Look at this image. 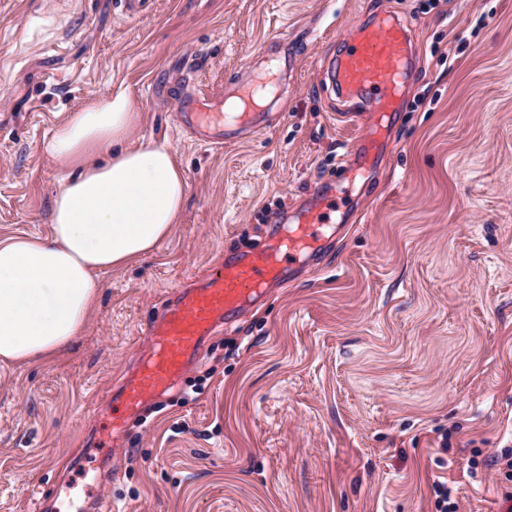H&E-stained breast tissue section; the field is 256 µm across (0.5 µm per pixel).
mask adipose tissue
Instances as JSON below:
<instances>
[{"instance_id": "ef3b65f1", "label": "adipose tissue", "mask_w": 512, "mask_h": 512, "mask_svg": "<svg viewBox=\"0 0 512 512\" xmlns=\"http://www.w3.org/2000/svg\"><path fill=\"white\" fill-rule=\"evenodd\" d=\"M138 119L120 89L55 130L47 151L71 174L53 197L51 233L0 240V362L67 350L98 304L103 274L154 251L177 223L184 173L167 143L125 147Z\"/></svg>"}]
</instances>
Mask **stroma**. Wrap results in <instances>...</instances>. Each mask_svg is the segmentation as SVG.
Masks as SVG:
<instances>
[{
	"label": "stroma",
	"instance_id": "35a3bbf8",
	"mask_svg": "<svg viewBox=\"0 0 512 512\" xmlns=\"http://www.w3.org/2000/svg\"><path fill=\"white\" fill-rule=\"evenodd\" d=\"M412 30L415 77L377 172L318 266L209 338L130 420L103 471L94 420L163 302L246 248L358 133L329 58L359 20ZM288 38L281 122L239 143L177 119ZM123 88L125 145L164 141L187 204L149 256L103 276L70 351L0 365V512H512V0H0V239L51 231L67 114Z\"/></svg>",
	"mask_w": 512,
	"mask_h": 512
}]
</instances>
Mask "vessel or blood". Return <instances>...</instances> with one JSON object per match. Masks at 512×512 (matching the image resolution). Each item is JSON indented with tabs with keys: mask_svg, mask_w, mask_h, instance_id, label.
I'll use <instances>...</instances> for the list:
<instances>
[{
	"mask_svg": "<svg viewBox=\"0 0 512 512\" xmlns=\"http://www.w3.org/2000/svg\"><path fill=\"white\" fill-rule=\"evenodd\" d=\"M412 59V32L401 21L387 15L356 24L330 67L332 89L355 100L351 117L361 128L344 165L314 191L313 203L291 213L288 224L275 227L263 245L225 253L212 272L164 305L146 331L147 352L131 375L108 393L110 410L100 417L101 427L120 436L129 419L174 387L200 355L207 336L233 322L249 302L312 258L341 211L349 184L380 156L388 140V120L404 105ZM267 92V83L244 82L226 97H199L195 111L179 113L178 120L200 141L234 143L281 119L277 109L262 105Z\"/></svg>",
	"mask_w": 512,
	"mask_h": 512,
	"instance_id": "vessel-or-blood-1",
	"label": "vessel or blood"
}]
</instances>
